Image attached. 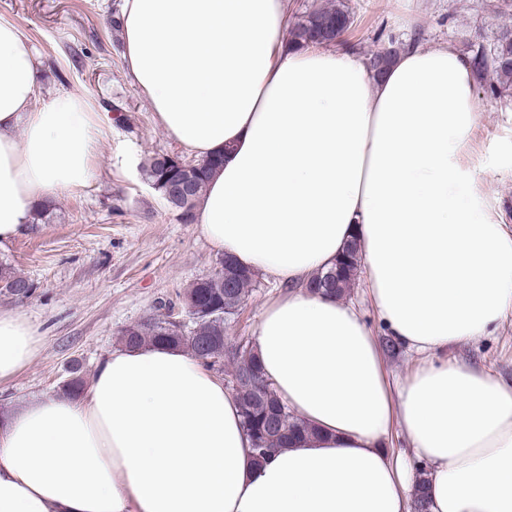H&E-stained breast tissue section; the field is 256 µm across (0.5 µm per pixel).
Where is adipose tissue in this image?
Masks as SVG:
<instances>
[{
	"instance_id": "obj_1",
	"label": "adipose tissue",
	"mask_w": 512,
	"mask_h": 512,
	"mask_svg": "<svg viewBox=\"0 0 512 512\" xmlns=\"http://www.w3.org/2000/svg\"><path fill=\"white\" fill-rule=\"evenodd\" d=\"M290 0H123V60L156 125L222 156L195 208L217 253L282 289L253 339L311 436L255 460L224 378L175 346L120 347L74 398L0 413V512H411L403 434L431 512H512V381L448 347L512 315V226L471 164L482 103L469 57L294 46ZM39 62L0 18V245L85 186L104 134L85 97L36 104ZM380 322L419 366L394 384L374 334L306 284L350 244ZM0 313V380L33 359Z\"/></svg>"
}]
</instances>
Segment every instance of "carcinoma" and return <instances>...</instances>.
I'll list each match as a JSON object with an SVG mask.
<instances>
[{
	"mask_svg": "<svg viewBox=\"0 0 512 512\" xmlns=\"http://www.w3.org/2000/svg\"><path fill=\"white\" fill-rule=\"evenodd\" d=\"M353 24V16L346 6L315 9L292 28V44L333 42L344 35ZM471 63L478 75H495L496 83L488 86L491 95L512 89V35H503L493 49L472 50ZM184 159L168 153L156 152L147 159L143 175L166 202L179 212L188 224L194 219L195 202L203 192L216 159H203L186 168ZM224 276V288L216 287L209 277L193 282L179 296L183 311L190 316V330L174 333L167 327L166 316L150 318L118 331V341L125 346L153 344L175 345L197 357L213 359L219 364L224 359V320L236 314L257 283V274L239 267L234 261L219 258ZM358 252L348 247L333 267L318 273L312 283L314 291L326 295L345 296L355 284ZM25 278L8 265L0 264V291H8ZM227 370L232 374L247 375L249 379L233 389L239 401L241 423L254 442L257 460L271 452L283 449L288 442L302 435L312 434V428L296 417L283 404L271 383L264 378L259 359L251 341L231 345ZM428 472L419 473L413 490L414 512H430L425 486Z\"/></svg>",
	"mask_w": 512,
	"mask_h": 512,
	"instance_id": "cac0c4a2",
	"label": "carcinoma"
}]
</instances>
